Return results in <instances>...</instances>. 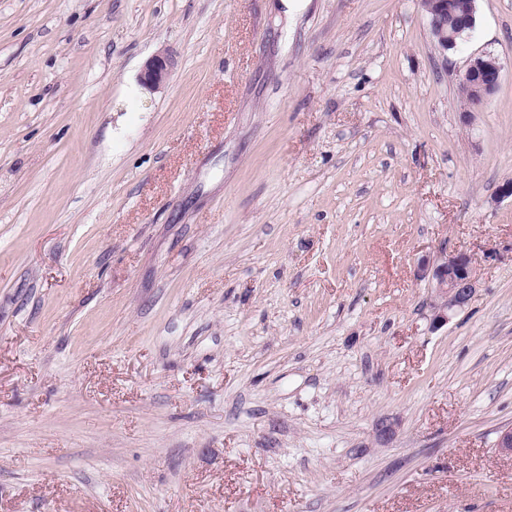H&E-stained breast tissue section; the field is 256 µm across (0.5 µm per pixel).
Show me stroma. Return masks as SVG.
<instances>
[{"instance_id":"1","label":"stroma","mask_w":512,"mask_h":512,"mask_svg":"<svg viewBox=\"0 0 512 512\" xmlns=\"http://www.w3.org/2000/svg\"><path fill=\"white\" fill-rule=\"evenodd\" d=\"M508 180L512 0H0V512H512ZM425 18L429 21V30L438 47L448 52L456 42L448 46V14H453L465 0H418ZM174 66V59L168 52L158 51L147 59L141 72V81L151 87L164 85ZM500 80L501 64L493 53L484 52L469 60L460 78L461 82L468 83L472 89L471 100L462 110V118L466 123L497 93ZM419 271L435 292L431 327L437 329L472 299L478 282L477 268L471 255L448 253L443 247L433 260L424 259Z\"/></svg>"}]
</instances>
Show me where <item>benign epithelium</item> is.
<instances>
[{"mask_svg":"<svg viewBox=\"0 0 512 512\" xmlns=\"http://www.w3.org/2000/svg\"><path fill=\"white\" fill-rule=\"evenodd\" d=\"M422 12L429 21V30L438 47L448 46V15L457 8L454 0H419ZM174 66L171 54L159 51L147 59L141 72V81L151 87L165 84ZM501 80V64L497 56L484 52L473 56L460 81L471 86L472 97L463 107L462 118L470 122L474 114L497 93ZM420 277L427 280L435 292L431 327L437 329L472 299L478 282L473 257L464 252H448L442 247L437 256L425 259L420 265ZM495 448L502 455L512 456V426L498 431Z\"/></svg>","mask_w":512,"mask_h":512,"instance_id":"1","label":"benign epithelium"}]
</instances>
